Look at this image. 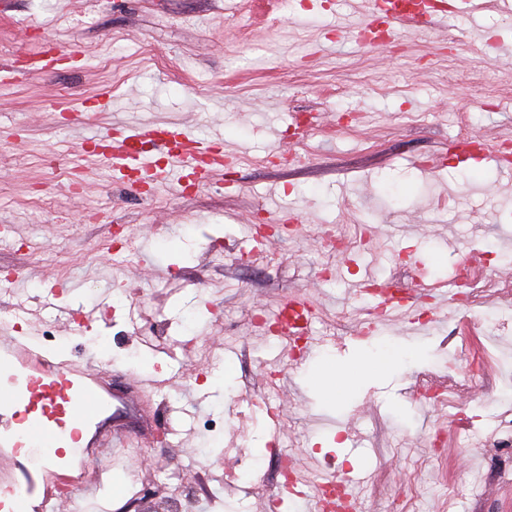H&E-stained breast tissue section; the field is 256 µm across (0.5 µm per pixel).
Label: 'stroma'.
Wrapping results in <instances>:
<instances>
[{
	"label": "stroma",
	"mask_w": 512,
	"mask_h": 512,
	"mask_svg": "<svg viewBox=\"0 0 512 512\" xmlns=\"http://www.w3.org/2000/svg\"><path fill=\"white\" fill-rule=\"evenodd\" d=\"M379 48L342 31L328 0H0V323L43 352L140 373L124 447L93 460L67 512H270L279 454L302 455L280 512H320L318 467L366 472L356 512H512V182L463 160L465 141L512 135V13L479 0ZM76 57H67V50ZM223 135V174L143 200L81 144L128 129ZM137 250L114 249L120 229ZM339 245L328 250L326 234ZM480 261L477 303L374 313L347 282L414 286V258L448 286ZM291 300L329 343L294 358L253 319ZM466 357H459V348ZM388 357L337 396L325 363ZM483 375L472 383V362ZM438 393L442 405L427 394ZM281 406L263 414L264 399Z\"/></svg>",
	"instance_id": "1"
}]
</instances>
